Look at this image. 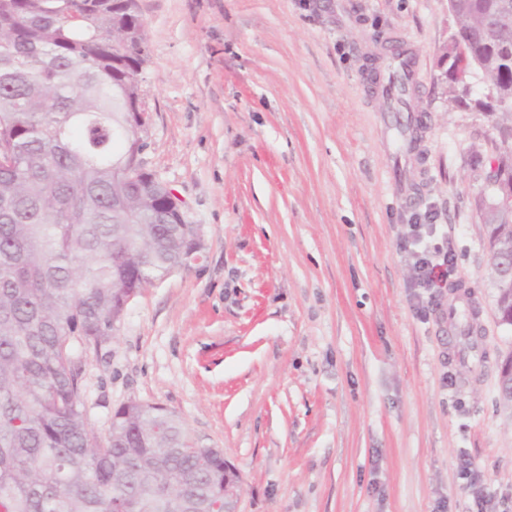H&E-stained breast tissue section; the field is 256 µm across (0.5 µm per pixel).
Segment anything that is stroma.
Segmentation results:
<instances>
[{
  "instance_id": "35a3bbf8",
  "label": "stroma",
  "mask_w": 512,
  "mask_h": 512,
  "mask_svg": "<svg viewBox=\"0 0 512 512\" xmlns=\"http://www.w3.org/2000/svg\"><path fill=\"white\" fill-rule=\"evenodd\" d=\"M146 168L201 235L196 260L76 348L106 438L139 400L239 475L238 512H512V354L483 188L503 155L489 90L445 77L448 0H138ZM418 81L382 107L392 50ZM453 264L418 285L409 225ZM475 308V356L448 311Z\"/></svg>"
}]
</instances>
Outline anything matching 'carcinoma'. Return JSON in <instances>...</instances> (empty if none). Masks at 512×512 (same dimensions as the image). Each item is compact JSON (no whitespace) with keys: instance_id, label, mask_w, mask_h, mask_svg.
I'll use <instances>...</instances> for the list:
<instances>
[{"instance_id":"cac0c4a2","label":"carcinoma","mask_w":512,"mask_h":512,"mask_svg":"<svg viewBox=\"0 0 512 512\" xmlns=\"http://www.w3.org/2000/svg\"><path fill=\"white\" fill-rule=\"evenodd\" d=\"M506 0H449L486 25L470 68L512 100ZM136 0H0V512L224 508V456L181 419L122 404L90 428L75 346L112 341L129 303L182 265L185 214L141 164ZM512 248V221H489ZM512 312V285L495 283Z\"/></svg>"}]
</instances>
